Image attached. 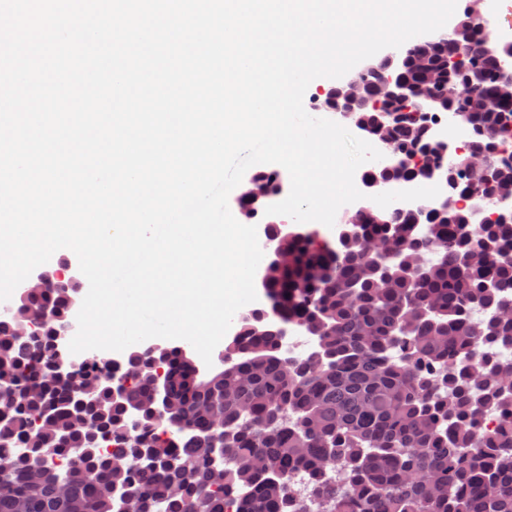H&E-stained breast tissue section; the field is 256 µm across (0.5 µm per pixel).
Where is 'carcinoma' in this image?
<instances>
[{"label":"carcinoma","instance_id":"carcinoma-1","mask_svg":"<svg viewBox=\"0 0 512 512\" xmlns=\"http://www.w3.org/2000/svg\"><path fill=\"white\" fill-rule=\"evenodd\" d=\"M508 44L484 42L480 26L429 48L446 73L440 98L472 131L465 153L447 160L417 112L390 110L369 92L355 118L384 128L395 146L376 176L428 180L445 161L448 195H464L468 151L491 153L508 137L501 113L452 94L464 83L493 90L495 59ZM483 70L453 63L459 51ZM489 193L511 186L512 163L494 157ZM247 223L264 206L239 201ZM456 206L425 224L397 211L386 224H341L333 242L316 233L283 239L268 227L262 247L283 245L288 261L267 269L269 309H253L224 343L210 387L181 351L133 349L83 368L112 378L80 400L71 376L56 371L57 336H26L0 325V512H116L102 489L137 496L139 512H512V218L468 223ZM401 254L369 253L374 240ZM425 259L426 275L412 264ZM73 288H34L16 307L22 318L46 307L68 315ZM310 334L316 348L286 356L278 325ZM224 390V483L210 467L207 400ZM119 397L112 398V391ZM174 407L164 420L145 405L155 391ZM496 429H482L488 416ZM186 428L177 434V426ZM151 462L137 464L141 456ZM45 467L33 478L29 458ZM178 460V465L171 460ZM67 477L66 507L59 481Z\"/></svg>","mask_w":512,"mask_h":512}]
</instances>
